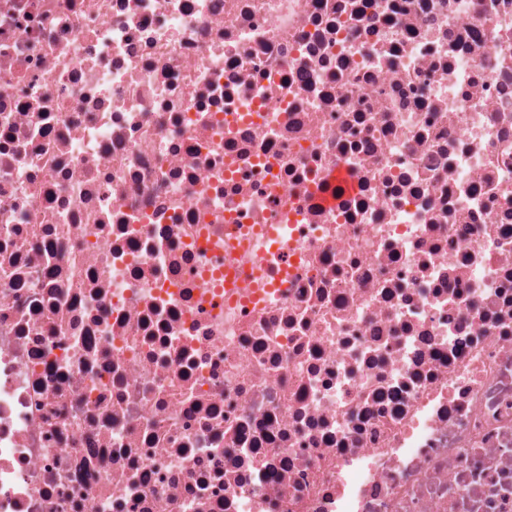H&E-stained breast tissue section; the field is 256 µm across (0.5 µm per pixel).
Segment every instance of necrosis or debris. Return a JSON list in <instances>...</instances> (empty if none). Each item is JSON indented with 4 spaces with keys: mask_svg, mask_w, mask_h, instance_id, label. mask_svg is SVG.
<instances>
[{
    "mask_svg": "<svg viewBox=\"0 0 512 512\" xmlns=\"http://www.w3.org/2000/svg\"><path fill=\"white\" fill-rule=\"evenodd\" d=\"M0 512H512V0H0ZM284 229L285 225L282 224H268L265 226V228L262 229L265 243L270 244L271 252L275 251L274 253H276V255H280V271L279 275L275 277L272 283H263L259 284V286L253 284L252 288H284L285 282L283 281V279L287 278L288 272L294 271L295 266L297 264V257H288V253H283L282 251H279V245L283 237L282 231Z\"/></svg>",
    "mask_w": 512,
    "mask_h": 512,
    "instance_id": "necrosis-or-debris-1",
    "label": "necrosis or debris"
}]
</instances>
